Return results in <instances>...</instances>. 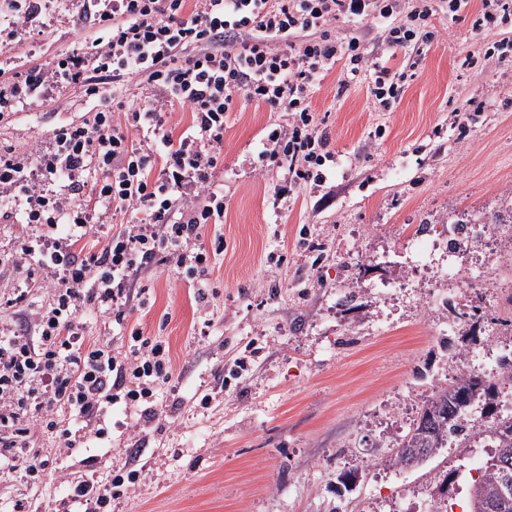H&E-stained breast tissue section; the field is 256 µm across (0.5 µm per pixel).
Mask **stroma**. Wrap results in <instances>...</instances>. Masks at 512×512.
<instances>
[{"label": "stroma", "instance_id": "35a3bbf8", "mask_svg": "<svg viewBox=\"0 0 512 512\" xmlns=\"http://www.w3.org/2000/svg\"><path fill=\"white\" fill-rule=\"evenodd\" d=\"M480 4L470 0L456 17L433 12L440 37L417 56L390 110L363 83L337 93L338 72H328L312 105L338 167L322 188L298 186L275 201L285 170L271 165L258 176L254 166L282 113L243 100L226 118L217 175L224 253L209 277L218 295L197 305L193 286L166 264L137 282L150 303L135 317L168 343L174 374L162 388L165 411L137 443L126 439L121 410L106 418L108 445L92 450L99 475L150 473L113 499L112 512H421L443 497L469 512L484 454L452 442L413 469L383 458L394 406L420 408L456 368L438 336L447 312H423L430 278L406 246L409 232L466 211L491 224L512 219V58L484 64L504 32L473 29ZM45 22L48 37L28 41L33 56L73 48L80 24L54 13ZM472 105L464 135L454 114ZM87 109L75 94L27 108L0 122V146L28 152L56 121ZM378 127L384 137L371 139ZM493 269L492 296L459 303L475 304L476 330L508 336L512 243L503 242ZM386 281L393 287L379 295ZM348 470L359 478L336 495V477Z\"/></svg>", "mask_w": 512, "mask_h": 512}]
</instances>
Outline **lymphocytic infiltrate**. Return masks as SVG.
I'll return each mask as SVG.
<instances>
[{
	"instance_id": "obj_1",
	"label": "lymphocytic infiltrate",
	"mask_w": 512,
	"mask_h": 512,
	"mask_svg": "<svg viewBox=\"0 0 512 512\" xmlns=\"http://www.w3.org/2000/svg\"><path fill=\"white\" fill-rule=\"evenodd\" d=\"M96 30L91 44L55 54L23 71L0 69V121L25 106L52 102L69 89L92 104L55 124L32 152L0 153V222L26 226L0 255L12 284L0 307V475L24 491L13 512H30L31 495L56 474L74 512H112V500L142 471H67L64 458L105 440L103 417L123 408L125 429L139 436L158 418L160 389L171 379L165 342L146 335L131 314L144 307L136 285L156 263L210 301L211 260L224 251V193L215 185L224 118L239 99L287 116L258 152L260 166L287 168L290 187H321L336 158L312 108L326 72L336 87L366 82L380 107L402 95L435 34L429 0H65ZM40 0H0V25L17 39L33 26ZM378 30L367 50L354 27ZM400 66H391L397 53ZM187 112L190 124L170 125ZM126 223H116V216ZM117 325L112 346L86 328L88 316ZM53 451L30 448L38 434Z\"/></svg>"
}]
</instances>
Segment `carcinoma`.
<instances>
[{
  "mask_svg": "<svg viewBox=\"0 0 512 512\" xmlns=\"http://www.w3.org/2000/svg\"><path fill=\"white\" fill-rule=\"evenodd\" d=\"M496 395V385L483 376L477 373L462 375L423 402L413 427L390 449L386 463L396 469L406 468L401 453L403 448H425L427 457L436 455L447 447L449 439L463 435L465 415L473 407H480L485 416L495 415ZM493 434L495 450L474 481L487 500L498 498L501 485V474L493 462L501 459L512 461V420L493 422Z\"/></svg>",
  "mask_w": 512,
  "mask_h": 512,
  "instance_id": "carcinoma-1",
  "label": "carcinoma"
}]
</instances>
